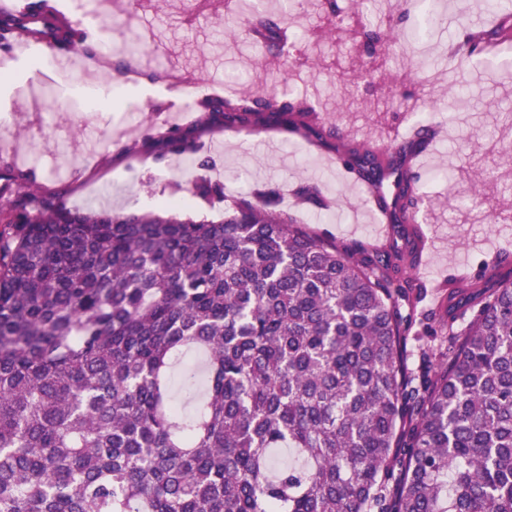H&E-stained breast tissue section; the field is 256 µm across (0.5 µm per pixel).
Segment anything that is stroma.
<instances>
[{
  "instance_id": "1",
  "label": "stroma",
  "mask_w": 512,
  "mask_h": 512,
  "mask_svg": "<svg viewBox=\"0 0 512 512\" xmlns=\"http://www.w3.org/2000/svg\"><path fill=\"white\" fill-rule=\"evenodd\" d=\"M446 2L456 18L453 25L437 24L430 37L413 42L407 34L415 19L404 18L396 53L388 59L330 33V10H337L345 24L354 21L351 0L332 5L299 0L287 23L301 38L282 67L252 41L232 45L227 40L228 32L250 15L251 0H241L236 15L212 11L196 18L190 0H166L150 14L121 13L112 0H59L66 16L80 10L95 14V25L87 29L91 39H98L99 25H106L111 65L128 62L124 44L138 35L146 50L145 74L134 84L105 87L99 71L75 63L36 69L28 57L0 56V159L31 171L39 189L67 185L64 204L70 208L94 200L106 208L148 211L162 197L183 196L200 178L223 183L230 198L273 188L281 208L300 223L362 253L377 246L376 232L357 190L324 166L329 148L313 149L303 138L278 130L202 126L195 157L172 155L155 163L121 153L122 145L139 139L148 121L171 123L172 109H190L195 100L172 91L160 72L174 69L210 84L234 78L239 94L285 89L306 97L337 128L357 127L361 142L371 145L397 124L443 121L447 133L433 142L432 164L419 182L420 212L437 248L424 269L406 268L404 276L419 285L458 262L483 275L486 252L512 250V181L501 178L500 150L489 147L495 140L512 147V138L500 136L502 125L512 119V65L489 69L485 55L460 61L449 56L448 45L477 14L512 16V0H496L492 8L485 0ZM380 65L399 87L402 103L386 98L379 82L359 79L360 71ZM88 143L95 154L86 160L82 151ZM477 178L489 200L483 208L455 196ZM304 184L319 186L328 206L302 200L297 189Z\"/></svg>"
}]
</instances>
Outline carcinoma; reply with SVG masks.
Listing matches in <instances>:
<instances>
[{
    "mask_svg": "<svg viewBox=\"0 0 512 512\" xmlns=\"http://www.w3.org/2000/svg\"><path fill=\"white\" fill-rule=\"evenodd\" d=\"M57 0L0 13V54L99 52ZM284 19L232 38L286 52ZM390 50L396 37L366 29ZM198 123L276 125L336 149L391 198L404 245L356 260L269 189L218 221L63 204L0 165V512H512V281L457 288L423 328L446 347L408 365L422 289L404 286L416 141H339L273 90L201 100ZM195 128L150 126L121 147L193 155ZM190 193L224 199L202 179ZM196 416L172 394L180 357ZM295 459L281 464L274 450Z\"/></svg>",
    "mask_w": 512,
    "mask_h": 512,
    "instance_id": "carcinoma-1",
    "label": "carcinoma"
}]
</instances>
